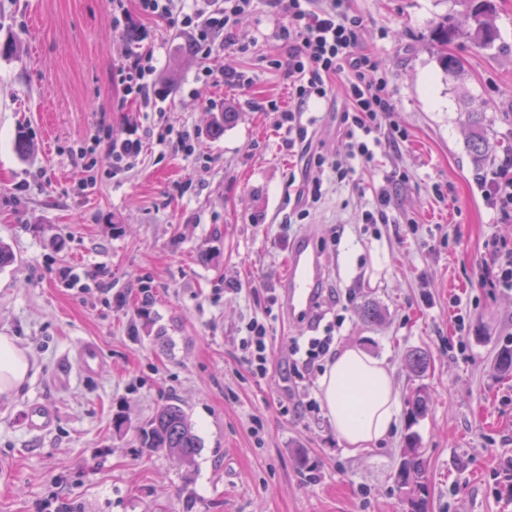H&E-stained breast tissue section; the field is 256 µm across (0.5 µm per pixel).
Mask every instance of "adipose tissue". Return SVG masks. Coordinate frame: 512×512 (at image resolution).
Segmentation results:
<instances>
[{
  "mask_svg": "<svg viewBox=\"0 0 512 512\" xmlns=\"http://www.w3.org/2000/svg\"><path fill=\"white\" fill-rule=\"evenodd\" d=\"M31 367L14 338L0 334V392L20 389ZM318 384L324 413L351 452L378 447L395 428L400 401L390 372L360 347L338 349Z\"/></svg>",
  "mask_w": 512,
  "mask_h": 512,
  "instance_id": "ef3b65f1",
  "label": "adipose tissue"
}]
</instances>
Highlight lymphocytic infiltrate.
<instances>
[{
	"label": "lymphocytic infiltrate",
	"mask_w": 512,
	"mask_h": 512,
	"mask_svg": "<svg viewBox=\"0 0 512 512\" xmlns=\"http://www.w3.org/2000/svg\"><path fill=\"white\" fill-rule=\"evenodd\" d=\"M271 4L288 18L281 36L288 48L286 66L299 104L298 109L281 113L279 122L289 132L305 137L302 104L314 96L325 97L332 78L346 75L342 151L333 168L337 181L352 180L357 165L373 162L376 150L395 146L401 135L391 118L384 82L365 78L366 71L376 69L378 63L361 41L363 21L347 13L345 0H271ZM253 8L254 0H203L201 7L192 10L186 9L184 0H138L132 12L125 0H112V28L128 31L138 16L179 25L206 60L216 45H235L237 19ZM155 71L152 51L139 47L126 51L118 69L126 94L147 110L153 105ZM480 180L492 209L512 219V169L504 165L489 170Z\"/></svg>",
	"instance_id": "lymphocytic-infiltrate-1"
}]
</instances>
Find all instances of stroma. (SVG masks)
I'll use <instances>...</instances> for the list:
<instances>
[{"instance_id": "35a3bbf8", "label": "stroma", "mask_w": 512, "mask_h": 512, "mask_svg": "<svg viewBox=\"0 0 512 512\" xmlns=\"http://www.w3.org/2000/svg\"><path fill=\"white\" fill-rule=\"evenodd\" d=\"M495 5L498 38L479 48L458 0H350L406 139L348 184L331 168L342 80L308 101L307 136L286 146L276 113L295 102L274 66L286 20L268 0L237 23L248 53L213 51L243 85L204 81L190 38L145 21L154 112L119 82L128 44L112 0H0V42L22 39L18 57H0V241L14 254L0 269V334L35 363L0 394V512H407L394 482L407 417L379 448L351 453L305 406L320 367L288 372L294 348L324 336L385 360L400 397L428 389L416 430L429 512H512V371L496 367L512 291L478 282L495 247L512 249V222L489 209L468 147L475 111L493 164L512 158V0ZM445 17L456 74L433 37ZM223 111L233 120L209 136ZM186 128L188 154L172 148ZM130 133L147 150L113 170L107 138ZM382 185L389 221L364 223ZM313 191L307 217L289 222ZM303 235L326 268L313 329L289 319L281 291ZM255 320L269 327L263 378L241 346ZM85 342L101 354L92 376L74 358ZM417 350L430 359L420 376ZM168 403L202 441L192 464L137 441L136 425ZM34 404L53 412L47 430L28 427Z\"/></svg>"}]
</instances>
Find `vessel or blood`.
Wrapping results in <instances>:
<instances>
[{"instance_id":"1","label":"vessel or blood","mask_w":512,"mask_h":512,"mask_svg":"<svg viewBox=\"0 0 512 512\" xmlns=\"http://www.w3.org/2000/svg\"><path fill=\"white\" fill-rule=\"evenodd\" d=\"M285 267L282 295L289 316L298 319L311 315L318 302L325 271L309 237L294 241L285 258ZM75 357L84 374L97 373L101 366L99 351L93 344H81Z\"/></svg>"}]
</instances>
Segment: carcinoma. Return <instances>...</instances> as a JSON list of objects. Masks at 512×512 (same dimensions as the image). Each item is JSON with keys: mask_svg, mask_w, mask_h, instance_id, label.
<instances>
[{"mask_svg": "<svg viewBox=\"0 0 512 512\" xmlns=\"http://www.w3.org/2000/svg\"><path fill=\"white\" fill-rule=\"evenodd\" d=\"M472 19L469 32L473 42L482 48L494 43L497 37L494 25L495 8L491 0H458ZM448 22L440 23L435 30V40L440 47L441 64L448 72L455 73L458 63L448 56ZM472 135L470 146L476 166H484L490 160L487 140L479 127L477 118L470 120ZM430 394L418 389L408 399L410 424H415L428 411ZM140 447L150 452H164L191 464L201 448V442L184 411L176 405H165L147 424L139 428ZM395 482L413 487L410 494L403 496L410 512H427L429 485L426 477V463L421 440L416 432L408 433L403 439L401 461Z\"/></svg>", "mask_w": 512, "mask_h": 512, "instance_id": "cac0c4a2", "label": "carcinoma"}]
</instances>
